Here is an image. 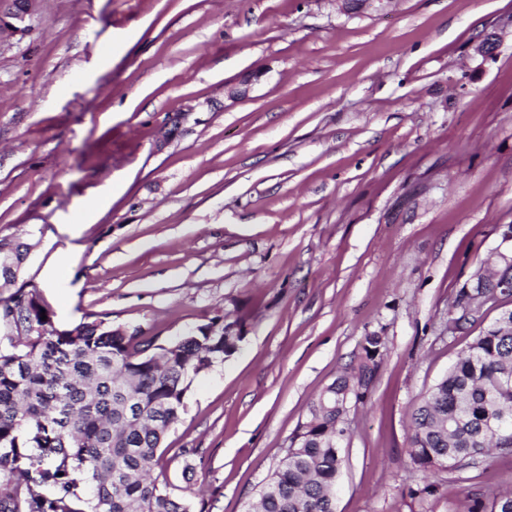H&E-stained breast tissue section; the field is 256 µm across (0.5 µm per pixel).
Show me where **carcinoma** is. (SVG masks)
Instances as JSON below:
<instances>
[{
    "mask_svg": "<svg viewBox=\"0 0 512 512\" xmlns=\"http://www.w3.org/2000/svg\"><path fill=\"white\" fill-rule=\"evenodd\" d=\"M29 250L0 240V281H14ZM0 325L16 332L0 347V512H193L150 474L194 376L238 349L231 325L217 318L159 344L102 321L59 330L33 283L0 299ZM382 348L378 334L364 337L356 362L311 403L249 512H335L346 437L338 404L367 400ZM408 445L423 469L512 452V312L421 396ZM506 496L475 499L465 512H505Z\"/></svg>",
    "mask_w": 512,
    "mask_h": 512,
    "instance_id": "cac0c4a2",
    "label": "carcinoma"
}]
</instances>
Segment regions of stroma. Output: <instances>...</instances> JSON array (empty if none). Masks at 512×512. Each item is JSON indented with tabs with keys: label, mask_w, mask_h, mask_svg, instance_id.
<instances>
[{
	"label": "stroma",
	"mask_w": 512,
	"mask_h": 512,
	"mask_svg": "<svg viewBox=\"0 0 512 512\" xmlns=\"http://www.w3.org/2000/svg\"><path fill=\"white\" fill-rule=\"evenodd\" d=\"M341 4L42 0L0 46V239L30 246L14 285L36 284L61 330L162 343L241 323L154 471L210 512H248L373 332L336 512H462L512 490L510 454L423 470L407 447L419 396L512 309L448 333L512 224V0Z\"/></svg>",
	"instance_id": "obj_1"
}]
</instances>
